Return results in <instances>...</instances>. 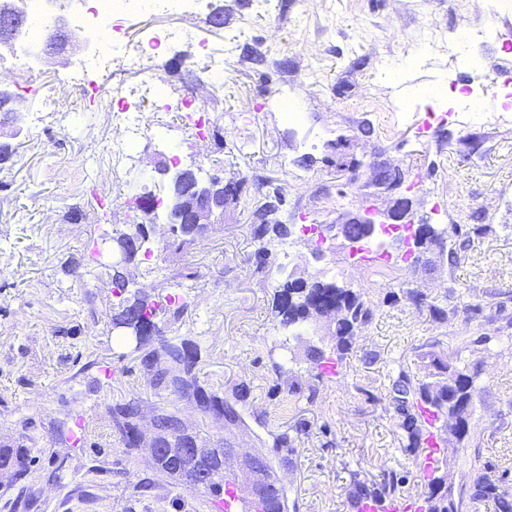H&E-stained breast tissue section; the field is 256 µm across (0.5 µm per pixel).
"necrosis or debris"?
Returning <instances> with one entry per match:
<instances>
[{
	"instance_id": "obj_1",
	"label": "necrosis or debris",
	"mask_w": 512,
	"mask_h": 512,
	"mask_svg": "<svg viewBox=\"0 0 512 512\" xmlns=\"http://www.w3.org/2000/svg\"><path fill=\"white\" fill-rule=\"evenodd\" d=\"M67 0H24L26 13L37 18L43 28H50L55 14L66 13L69 19V35L72 39L89 44L92 62L91 76L85 80L84 91L99 92L112 79L114 67L146 75V84L151 90L159 111L183 113L186 127L195 137H205L213 122L211 115L197 111L191 100L171 97L161 87L158 76L149 74L147 62L155 50L167 47L173 42H192L196 39L193 30L179 28L157 30L147 34L136 45L125 42H100L96 36L106 22H119L140 12L139 0H94L93 6L80 11H67ZM469 115L471 125H483L490 121L512 120V71L498 70L492 80L491 89L466 88L461 92L454 109ZM105 118L119 137L113 141L108 157L96 158L97 167L120 166L130 157L129 150L143 135L146 127L153 125V118L136 110L127 97H120L117 110L106 113Z\"/></svg>"
}]
</instances>
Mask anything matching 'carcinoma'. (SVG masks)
Returning a JSON list of instances; mask_svg holds the SVG:
<instances>
[{"mask_svg":"<svg viewBox=\"0 0 512 512\" xmlns=\"http://www.w3.org/2000/svg\"><path fill=\"white\" fill-rule=\"evenodd\" d=\"M403 176L399 169H382L375 173L372 185L383 190L387 185ZM150 224H126L124 228L113 232L114 238L130 241L150 232ZM408 239L415 240L417 234L433 236L439 244V253L447 254L448 264L456 266L466 258V252L474 235L486 231L483 224H405ZM290 235V228L278 218V211L265 213L264 220L255 229V238L260 241L255 252L257 268L268 269L271 252L266 247L268 241H282ZM197 243V235L192 225L184 224L178 233L164 241L163 250L182 253ZM413 301L419 307L428 306L436 317L445 318L448 311L433 304H426L425 298L406 290L402 293L389 292L393 302L400 298ZM189 302L184 300L174 308L165 309L159 302L144 293H137L125 298L123 305L112 319L125 327L129 335L141 332V363L151 364V374L145 382L146 393L159 398L162 403L154 409L174 415L179 408L168 406L163 399L175 395L195 407L201 419L208 422L222 434L213 448H204L199 454H190L187 448L199 444L198 435L186 427L176 428L161 435L158 439L164 452L153 457L156 472L171 479L180 480L187 471L203 470L208 480L198 492L209 494L235 489L224 475V462L219 458L222 448L230 443L228 435L234 429L245 424L244 418L235 405L224 399L223 385L215 382L201 381L196 376V367L200 364V346L187 339H172L168 344L157 342L153 334L155 318L166 312L175 321L187 312ZM273 308L280 317V328L287 332L282 344L297 338L293 334L295 326L313 318L326 317L332 313L339 316L336 321V357L341 359L349 350L352 336L362 331L372 320L373 310L362 293L346 286H340L334 280L323 281L317 278L297 277L287 279L276 286ZM431 365L434 370L428 373L429 380L416 378L409 368L399 366V370L390 380V405L400 420L399 428L406 438V448L417 451L424 447L428 431L421 415V408L428 407L435 419L445 417L454 421L453 433L456 441L461 443L469 437L470 408L473 403L475 384L474 376L465 368L456 367L432 355ZM144 399L139 396L121 399L115 402L111 410L112 429L121 437L126 452L140 451L144 448V438L139 426ZM18 436L0 443V473L7 472L18 480L29 468L32 448L36 447L37 438L32 434V423L27 418L19 420ZM77 421L62 418L53 423L56 440L60 443L76 444L84 439V434L75 431ZM294 439L283 432L273 437L270 447H263L259 454L264 460L268 474H273L275 467L286 468L296 453ZM428 489L426 496L427 512H461L463 496L453 497L450 490H442L443 479L435 473L424 478ZM403 479L393 471H385L381 479L368 485L354 483L351 492L353 506L360 507L365 501H384L399 494ZM472 503L491 502L498 512H512V486L505 478L492 473V465L484 466V472L475 480L467 492ZM259 499L268 504L266 512H288L289 501L285 486L259 495Z\"/></svg>","mask_w":512,"mask_h":512,"instance_id":"obj_1","label":"carcinoma"}]
</instances>
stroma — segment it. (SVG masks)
<instances>
[{"label":"stroma","instance_id":"obj_1","mask_svg":"<svg viewBox=\"0 0 512 512\" xmlns=\"http://www.w3.org/2000/svg\"><path fill=\"white\" fill-rule=\"evenodd\" d=\"M223 7V29L208 12L130 18L137 40L156 28L191 26L198 38L232 42L224 75L212 78L190 66L192 43L160 51L153 69L175 96L215 113L206 139L191 136L182 115L167 113V132L147 131L130 164L116 174L84 164L103 154L115 137L102 119V98L75 93L62 112H47L42 96L21 94L25 113L45 112L39 138L10 137L14 154L0 166V439L13 436L20 418L33 423L36 460L23 485L28 512H212L202 494L154 476L145 452L127 454L112 428L109 407L142 392L147 371L134 339L113 338L112 316L120 302L100 264L111 256L103 232L131 221L141 192L138 171L155 163L196 164L203 172L247 179L248 204L228 208L223 224L193 249L138 259L126 266L143 292L178 294L181 274L195 273L191 291L196 313L165 327L167 337L200 342V375L243 391L238 403L246 425L233 439L239 453L293 433L297 454L278 470L299 512H356L349 493L354 480L374 481L383 472L404 477L400 495L423 502L420 461L405 452L398 420L389 406L388 376L405 363L417 377L429 372L427 352L475 372L468 441L457 444L451 422L439 434L447 446L446 484L469 490L484 463L512 483V124L469 126L464 117L424 126L422 114L396 119L397 81L407 89L442 87L449 99L472 84L465 61L429 50L422 33L471 28H512V4L497 14L477 12L472 0H212ZM84 54L31 66L14 55L11 89L31 70L48 85L79 68ZM399 168L412 223L470 224L487 232L476 238L464 263L452 267L439 253L428 264L393 257L362 262L344 238H329L314 259L313 237L304 224H333L343 216L373 214L385 220L395 197L376 191L377 169ZM261 176L282 187L281 218L292 224L286 244L272 248L287 273L337 279L360 291L374 309L372 322L352 339L336 371L317 378L311 347L332 354L331 318L313 319L301 340L281 347L271 313L275 279L256 269L253 228L260 219ZM473 296L506 294L503 310L489 321L470 319L457 308L435 318L429 304L447 306L449 285ZM398 286L422 293L416 307L387 294ZM91 350L105 374L92 379L76 354ZM80 416L88 435L83 446L55 444L54 419ZM304 430H297V423ZM66 469L56 472L55 457ZM153 477L141 494L136 483ZM20 485V486H23ZM20 486L0 475V512Z\"/></svg>","mask_w":512,"mask_h":512}]
</instances>
